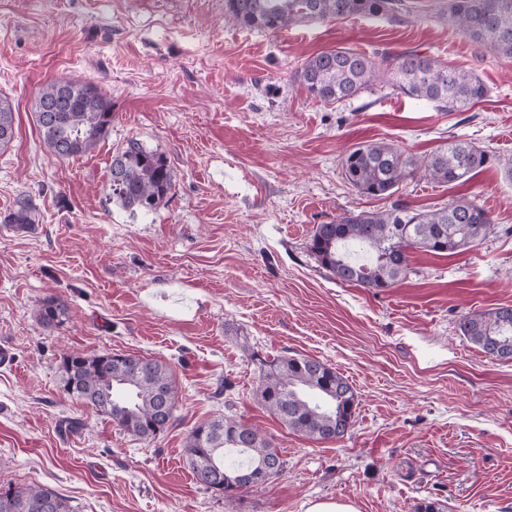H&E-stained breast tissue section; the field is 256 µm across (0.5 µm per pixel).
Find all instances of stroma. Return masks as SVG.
Segmentation results:
<instances>
[{"mask_svg":"<svg viewBox=\"0 0 512 512\" xmlns=\"http://www.w3.org/2000/svg\"><path fill=\"white\" fill-rule=\"evenodd\" d=\"M409 14L298 24L271 32L225 18V0H0V97L15 136L0 147V486L54 488L74 512H512V362L462 336L460 318L512 305V58L448 29L443 0ZM348 47L418 51L478 75L468 112L375 85L324 103L294 75ZM81 78L112 101L87 155L59 160L34 107L52 80ZM464 137L495 155L466 183L414 179L417 208L464 196L495 230L445 257L415 251L400 284L342 283L308 250L314 226L382 210L343 178L341 158L383 140L420 157ZM131 138L166 155L176 186L153 212L106 197L112 158ZM34 223L6 225L19 197ZM53 296L69 317L40 325ZM135 353L165 362L178 386L171 427L127 433L60 388L64 352ZM301 354L348 379L355 423L338 441L289 430L254 401L257 357ZM234 412L280 449L283 474L234 499L197 483L192 428Z\"/></svg>","mask_w":512,"mask_h":512,"instance_id":"obj_1","label":"stroma"}]
</instances>
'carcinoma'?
Instances as JSON below:
<instances>
[{"mask_svg": "<svg viewBox=\"0 0 512 512\" xmlns=\"http://www.w3.org/2000/svg\"><path fill=\"white\" fill-rule=\"evenodd\" d=\"M405 0H225L228 19L241 27L280 31L299 23L352 17L394 18L408 12ZM440 21L472 42L512 58V0H448ZM297 80L309 95L329 102L353 99L376 83L405 97L424 100L448 112H467L487 95L474 73L438 63L415 51L386 53L376 60L346 47L324 50L308 59ZM35 118L42 141L59 159L91 153L112 126V103L104 89L81 80L44 84ZM14 110L0 97V146L14 138ZM492 162L488 151L459 140L421 158L384 142L358 144L341 160L344 179L360 194L390 200L381 211H351L318 224L309 251L341 283L384 290L411 272L410 252L449 256L476 247L492 232L489 213L467 198L439 209L412 207L399 187L417 174L443 184L464 183ZM175 187L167 158L129 139L112 158L107 183L112 202L126 211L157 208ZM31 199L17 200L7 220L32 223ZM66 305L52 297L37 309L46 327L61 324ZM458 328L487 356L512 361V306L462 317ZM61 384L70 398L92 406L128 433L150 439L174 421L178 391L163 362L132 353L85 357L62 355ZM357 396L332 366L309 356L283 355L260 363L255 401L289 429L315 440L345 436L354 424ZM185 451L197 483L217 485L262 467L270 478L244 485L247 490L279 477L284 460L257 428L232 415L194 427ZM0 512H72L66 498L46 486L10 485L0 491Z\"/></svg>", "mask_w": 512, "mask_h": 512, "instance_id": "obj_1", "label": "carcinoma"}]
</instances>
